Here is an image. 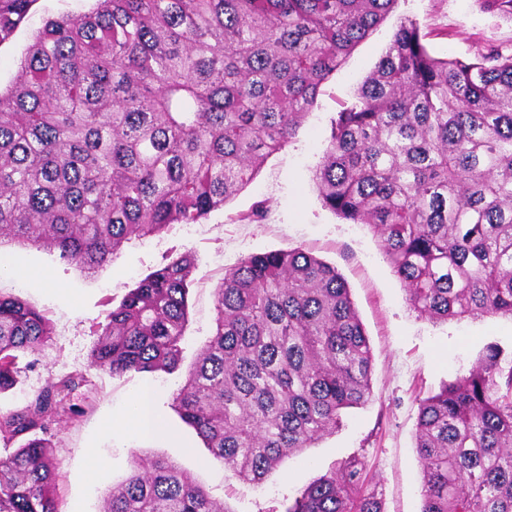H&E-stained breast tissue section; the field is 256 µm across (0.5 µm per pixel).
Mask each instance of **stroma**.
Listing matches in <instances>:
<instances>
[{
    "mask_svg": "<svg viewBox=\"0 0 512 512\" xmlns=\"http://www.w3.org/2000/svg\"><path fill=\"white\" fill-rule=\"evenodd\" d=\"M93 6V0H36L12 40L0 45V87L10 84L46 19L79 16ZM402 18L417 23L428 52L439 59L470 62L487 46L512 52V16L488 10L483 0H398L322 86L316 107L295 137L223 208L197 223L172 224L125 242L92 275L43 246L0 247V255L10 261L9 272L0 275V293L33 305L51 326L38 351L21 358L17 385L0 394V412L23 407L48 382L68 376L87 380L68 399L76 414L55 429L60 512H99L103 495L129 475L138 457L174 462L227 512H273L353 455L364 462L368 488L381 498L384 512H420L422 466L415 448L419 404L444 384L468 375L487 344L511 350L512 317L488 314L448 322L419 317L372 230L325 208L315 189L314 172L337 112L373 70ZM258 207L264 211L262 219L249 221ZM294 248L335 265L347 282L372 350V395L365 404L344 410L336 431L287 459L256 488L236 479L209 454L181 420L173 400L214 332L215 292L225 272L249 255ZM185 252L194 255L196 266L180 368L115 377L92 367L90 350L108 311L146 275ZM146 387L153 391L163 429L139 434L127 424V411ZM92 455L103 466L90 484L84 469Z\"/></svg>",
    "mask_w": 512,
    "mask_h": 512,
    "instance_id": "obj_1",
    "label": "stroma"
}]
</instances>
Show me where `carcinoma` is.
Listing matches in <instances>:
<instances>
[{"mask_svg":"<svg viewBox=\"0 0 512 512\" xmlns=\"http://www.w3.org/2000/svg\"><path fill=\"white\" fill-rule=\"evenodd\" d=\"M35 0H0V44ZM397 0H97L48 21L0 90V245L49 246L93 273L133 237L224 206L285 147L322 85ZM322 204L370 226L410 307L434 321L512 317V54H429L400 22L315 172ZM195 259L153 271L110 311L90 352L114 376L182 360ZM216 328L175 397L212 456L253 484L371 395L372 352L335 266L301 249L242 259ZM50 335L0 294V393ZM83 377L0 413V512H59L52 426ZM421 512H512V352L420 403ZM352 456L282 512H383ZM102 512H227L188 473L134 460Z\"/></svg>","mask_w":512,"mask_h":512,"instance_id":"obj_1","label":"carcinoma"}]
</instances>
